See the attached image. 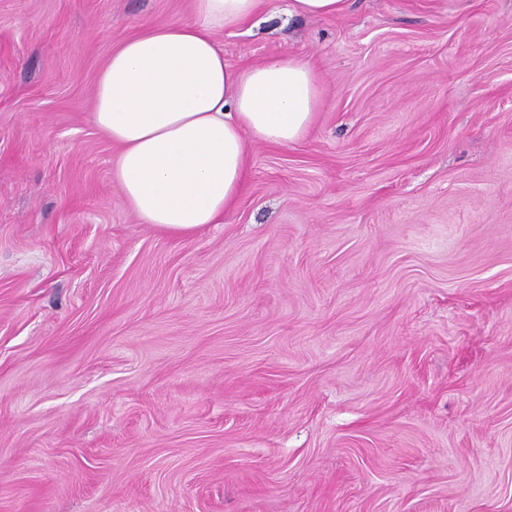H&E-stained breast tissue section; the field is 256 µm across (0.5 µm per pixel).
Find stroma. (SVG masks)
Returning a JSON list of instances; mask_svg holds the SVG:
<instances>
[{"mask_svg":"<svg viewBox=\"0 0 512 512\" xmlns=\"http://www.w3.org/2000/svg\"><path fill=\"white\" fill-rule=\"evenodd\" d=\"M287 8L312 126L176 235L91 112L188 0H0V512H512V0ZM347 0H290L288 13L309 18L338 16L345 12Z\"/></svg>","mask_w":512,"mask_h":512,"instance_id":"35a3bbf8","label":"stroma"}]
</instances>
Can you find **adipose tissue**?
<instances>
[{"label": "adipose tissue", "mask_w": 512, "mask_h": 512, "mask_svg": "<svg viewBox=\"0 0 512 512\" xmlns=\"http://www.w3.org/2000/svg\"><path fill=\"white\" fill-rule=\"evenodd\" d=\"M263 0H190L192 20L151 25L112 50L92 119L118 149L112 179L142 223L188 234L218 223L242 192L248 143L307 134L321 101L314 68L281 56L230 68L218 37Z\"/></svg>", "instance_id": "ef3b65f1"}]
</instances>
